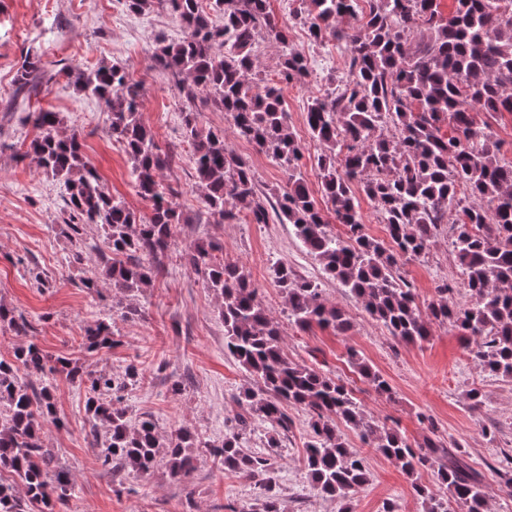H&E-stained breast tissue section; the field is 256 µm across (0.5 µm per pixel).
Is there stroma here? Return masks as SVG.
Instances as JSON below:
<instances>
[{
	"label": "stroma",
	"mask_w": 512,
	"mask_h": 512,
	"mask_svg": "<svg viewBox=\"0 0 512 512\" xmlns=\"http://www.w3.org/2000/svg\"><path fill=\"white\" fill-rule=\"evenodd\" d=\"M269 3L313 73L310 84L285 86L283 98L303 146L301 170L315 189L320 184L322 148L305 122L307 101L322 93L326 74L343 71L349 50L333 40L311 43L294 25L288 0ZM180 35L177 23L159 7L135 14L119 0H0V301L33 321L36 342L52 355L79 360L85 370L117 377L128 365H137L143 378L125 394L129 419L148 415L161 435L188 427L203 442L215 440L223 437L239 411L235 395L251 380L225 351L218 300L184 255L199 242L220 239L225 259L246 267L271 315L280 322L283 348L291 360L354 385L366 413L398 427L409 442L428 435L459 442L466 461L484 478L488 512H512V497L498 489L499 470L512 467V381L492 376L474 362L456 329L432 324L429 339L421 343L392 338L345 288L324 274L291 225L249 224L242 219L197 223L203 202L190 149L181 137L184 98L151 60L157 42L174 41ZM30 50L42 53L46 62L80 68L119 62L145 86L141 120L174 156L161 177L175 189L173 203L189 221L177 226L163 271L141 294L130 297L106 286L96 292L84 288L86 279L104 277L102 267L92 260L104 249V237L91 224L82 242L71 240L62 222L61 183L22 156L36 130L26 121L25 111L10 114L6 107L16 96L14 77ZM30 108L57 112L60 132L78 135L86 158L112 195L134 212H147L146 202L134 188L128 156L105 130L99 101L83 96L71 80L60 76L32 97ZM201 121L223 130L228 145L252 166L263 195L285 188L287 177L281 168L237 138L225 113L209 110ZM78 250L86 256L80 265L71 260ZM278 262L318 281L327 301L349 318L350 330L341 335L317 328L303 332L292 326L272 276V266ZM402 272L420 307L435 299V288L444 280L453 285L455 301L468 299L447 234H440L426 254L404 260ZM106 316L112 319L118 345L101 353L81 349L85 328ZM351 349L387 379L392 396L377 394L359 382L346 362ZM176 381L183 384L178 394L170 390ZM474 387L483 393L477 411L467 400ZM54 394L64 425L46 429L45 445L57 451L75 481V495L62 512H218L222 505L240 510L261 500L263 491L255 481L224 472L202 448L196 451L197 470L188 483H173L162 467L145 479L129 476L123 483L114 482L100 468L86 439L84 387L60 377ZM288 413L293 425L280 448L268 449L271 426L257 418L246 434V447L271 454L279 476L275 492L284 512H338L336 500L312 489L304 467V448L310 439L306 414L295 407ZM339 430L349 446L361 450L368 460L369 481L353 496L354 512H382L389 501L398 512H420L411 479L392 460L364 446L357 430L345 424Z\"/></svg>",
	"instance_id": "obj_1"
}]
</instances>
